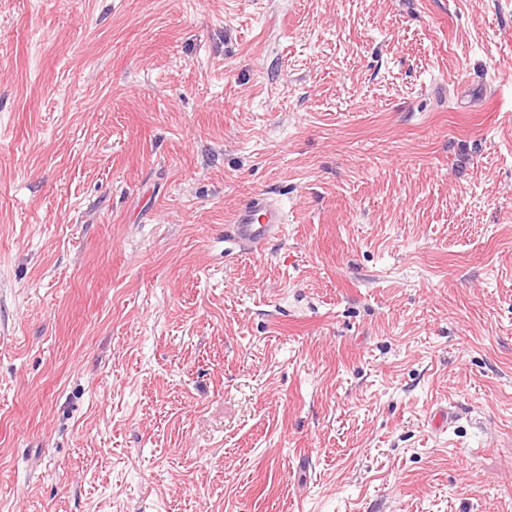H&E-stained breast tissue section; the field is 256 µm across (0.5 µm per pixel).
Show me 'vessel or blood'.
I'll return each mask as SVG.
<instances>
[{"label":"vessel or blood","mask_w":512,"mask_h":512,"mask_svg":"<svg viewBox=\"0 0 512 512\" xmlns=\"http://www.w3.org/2000/svg\"><path fill=\"white\" fill-rule=\"evenodd\" d=\"M285 222L282 208L259 194L237 209L224 226V239L246 250H254L279 236Z\"/></svg>","instance_id":"obj_1"}]
</instances>
